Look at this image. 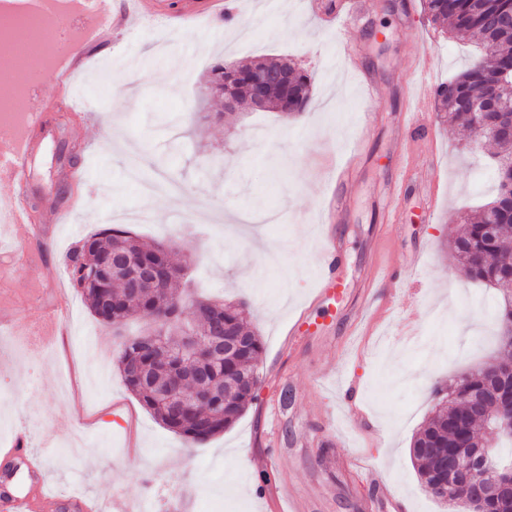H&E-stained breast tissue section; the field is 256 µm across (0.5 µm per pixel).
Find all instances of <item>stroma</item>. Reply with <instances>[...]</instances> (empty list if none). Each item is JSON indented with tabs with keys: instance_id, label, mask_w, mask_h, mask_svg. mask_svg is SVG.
Listing matches in <instances>:
<instances>
[{
	"instance_id": "obj_1",
	"label": "stroma",
	"mask_w": 512,
	"mask_h": 512,
	"mask_svg": "<svg viewBox=\"0 0 512 512\" xmlns=\"http://www.w3.org/2000/svg\"><path fill=\"white\" fill-rule=\"evenodd\" d=\"M203 2L157 0L155 14L89 49L73 79V110L19 102L43 114L29 207L50 248L38 252L26 229L0 223V448L25 434L60 497L84 494L104 512H283L287 500L262 495L264 479L292 492L305 512H448L423 490L409 448L433 407L430 385L452 383L498 356L500 293L460 275L448 247L461 216L492 200L495 175L490 145L474 142L472 132L440 123L435 144L417 143L399 117L415 55H432L442 83L478 51L430 23L422 0H362L370 22L359 32L328 29L319 0H282L278 8L237 0L236 18L184 23ZM346 41L360 43L379 98L362 99L344 73ZM265 57L291 59L309 75L310 102L300 116L245 106L231 125L191 120V113L224 109L206 91L215 64ZM107 66L112 81L104 84L98 74ZM364 111L378 121L334 230L345 243L351 292L377 257L397 251L409 262L397 302L415 309L414 338L401 339L393 315L349 336L335 309L317 307L311 316L330 327V339L300 344L288 356L284 332L313 289L322 246L313 219L327 192L325 171L342 160ZM60 138L78 144L84 158L78 192L87 203L79 209L57 208L50 195ZM411 145L418 167L402 214L389 242L376 243L388 184ZM436 176L441 189L431 203L422 183ZM429 205L436 215L427 222ZM141 209L149 219L132 232L167 242L172 260L188 266L178 291L249 299L264 343L256 402L191 449L125 387L112 329L92 317L74 288L56 294L68 249L110 226L113 212ZM61 298L77 321L54 347H41L18 320L46 316ZM346 372L360 386L357 426L337 392ZM346 457L372 464L379 478L344 468Z\"/></svg>"
}]
</instances>
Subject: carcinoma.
<instances>
[{
	"instance_id": "cac0c4a2",
	"label": "carcinoma",
	"mask_w": 512,
	"mask_h": 512,
	"mask_svg": "<svg viewBox=\"0 0 512 512\" xmlns=\"http://www.w3.org/2000/svg\"><path fill=\"white\" fill-rule=\"evenodd\" d=\"M423 10L434 23L448 21L454 37L479 47L477 62L437 87L440 111L444 118L467 129L473 126L471 109L478 101L485 134H490L502 122L499 101L512 97V29L493 23L498 16L512 15V0H423ZM247 70L246 66L227 72L222 65L214 66L207 86L209 94L250 100L247 81L240 77ZM309 86L310 78L305 74L288 83L289 110L296 114L303 111ZM490 142L501 154L496 163V196L470 222L458 225L451 248L465 269V277L492 286L505 297L512 292V157L496 138ZM488 224L498 225L496 236L487 233ZM115 255L138 258L142 266L158 270L157 282L146 283L137 294L130 292L127 272L112 268ZM65 263L73 287L103 324L119 323L126 328L145 313H162L176 322L186 313L188 303L198 301L220 308L224 327L247 338L243 347L230 354L212 356L203 351L197 361L202 376L196 382L183 376L184 368L178 362H163L134 341L119 343L117 366L122 381L165 428L190 444L201 445L231 427L257 400L263 341L248 321L247 300L224 303L174 293L172 286L181 278L183 267L170 261L168 246L141 242L127 229L102 228L85 235L66 255ZM459 380L483 393L490 411L512 399V386L480 369L463 373ZM170 390L181 392L185 402L179 406L165 402L162 394ZM430 394L437 400L435 411L410 446V457L423 485L441 478L448 453L483 444L481 430L487 428L481 418H472L468 428H461L459 409L446 403L448 393L441 385L433 384Z\"/></svg>"
}]
</instances>
